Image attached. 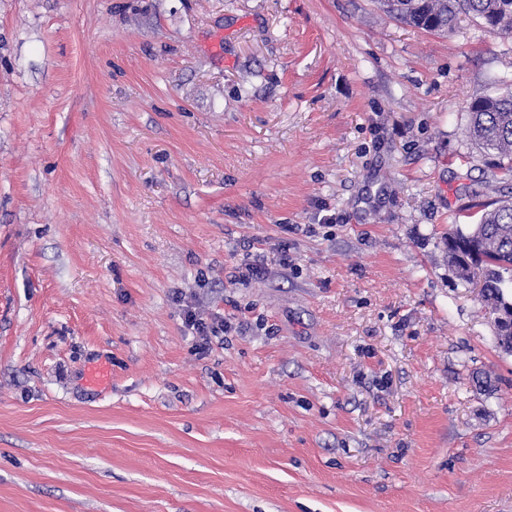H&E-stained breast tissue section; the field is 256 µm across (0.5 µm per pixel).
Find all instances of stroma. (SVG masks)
Returning a JSON list of instances; mask_svg holds the SVG:
<instances>
[{
  "label": "stroma",
  "instance_id": "obj_1",
  "mask_svg": "<svg viewBox=\"0 0 512 512\" xmlns=\"http://www.w3.org/2000/svg\"><path fill=\"white\" fill-rule=\"evenodd\" d=\"M503 72L375 0H0V512H512L445 245L512 198ZM512 79L494 78L502 85V93H487L475 98L469 106L467 134L471 141L487 154L498 159V169L512 176ZM183 324L189 331L204 341H208L211 336H219L220 333H224L225 330L231 327L230 322L224 320L223 314H212L205 319L191 306H186L184 310Z\"/></svg>",
  "mask_w": 512,
  "mask_h": 512
}]
</instances>
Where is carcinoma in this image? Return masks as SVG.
Here are the masks:
<instances>
[{"label":"carcinoma","instance_id":"carcinoma-1","mask_svg":"<svg viewBox=\"0 0 512 512\" xmlns=\"http://www.w3.org/2000/svg\"><path fill=\"white\" fill-rule=\"evenodd\" d=\"M380 6L396 21L427 32L446 34L464 15L512 38V0H380ZM492 83L505 91L471 101L467 134L479 149L497 157L498 169L511 177L512 80L503 76ZM448 261L457 271L467 262L482 266V292L493 311L512 305L504 293L512 285V201L483 212L471 231L448 233Z\"/></svg>","mask_w":512,"mask_h":512}]
</instances>
